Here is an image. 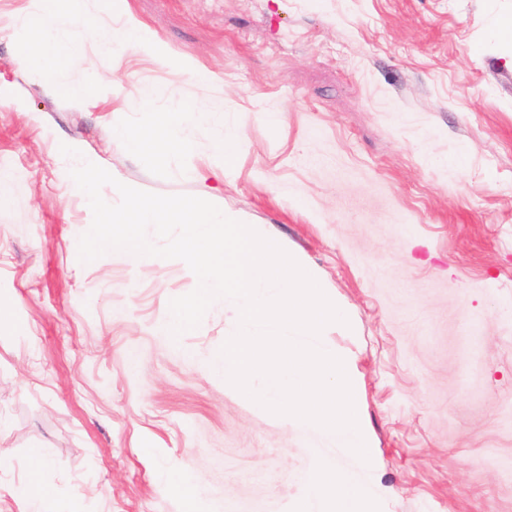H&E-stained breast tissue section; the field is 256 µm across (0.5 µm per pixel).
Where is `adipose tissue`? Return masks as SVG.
Returning <instances> with one entry per match:
<instances>
[{"label":"adipose tissue","mask_w":512,"mask_h":512,"mask_svg":"<svg viewBox=\"0 0 512 512\" xmlns=\"http://www.w3.org/2000/svg\"><path fill=\"white\" fill-rule=\"evenodd\" d=\"M62 15L85 29L97 27V19L87 12L85 0H39L37 11L27 16L20 32L28 58L34 64L51 68L56 73L73 65L79 56V50L75 47L65 54L59 51L54 23ZM189 122V113L177 103L161 113L155 125L147 131H133L119 125L114 127L113 135L132 153L160 158L171 152L186 150Z\"/></svg>","instance_id":"ef3b65f1"}]
</instances>
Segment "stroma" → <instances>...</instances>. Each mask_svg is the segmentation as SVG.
Masks as SVG:
<instances>
[{
  "instance_id": "stroma-1",
  "label": "stroma",
  "mask_w": 512,
  "mask_h": 512,
  "mask_svg": "<svg viewBox=\"0 0 512 512\" xmlns=\"http://www.w3.org/2000/svg\"><path fill=\"white\" fill-rule=\"evenodd\" d=\"M35 7L0 0V512H30L34 447L54 512H183L176 473L198 512H319L308 477L340 456L202 370L236 304L165 334L197 285L183 261L79 262L92 212L63 143L216 204L326 282L350 325L323 343L354 358L380 512H512V0H86L96 31L56 23L82 43L62 76L23 62ZM130 22L147 41L104 49ZM92 80L81 103L58 90ZM175 102L198 116L187 152L113 139Z\"/></svg>"
}]
</instances>
